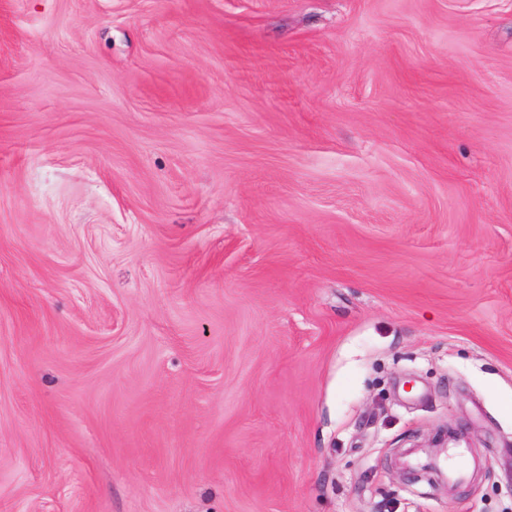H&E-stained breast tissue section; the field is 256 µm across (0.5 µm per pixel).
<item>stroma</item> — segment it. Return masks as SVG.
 Masks as SVG:
<instances>
[{
  "label": "stroma",
  "mask_w": 512,
  "mask_h": 512,
  "mask_svg": "<svg viewBox=\"0 0 512 512\" xmlns=\"http://www.w3.org/2000/svg\"><path fill=\"white\" fill-rule=\"evenodd\" d=\"M0 512H512V0H0Z\"/></svg>",
  "instance_id": "35a3bbf8"
}]
</instances>
